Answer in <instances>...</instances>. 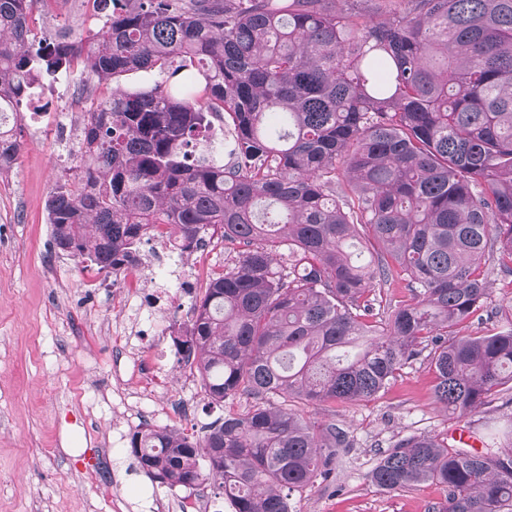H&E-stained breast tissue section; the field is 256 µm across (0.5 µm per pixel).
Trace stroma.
<instances>
[{"label": "stroma", "instance_id": "1", "mask_svg": "<svg viewBox=\"0 0 512 512\" xmlns=\"http://www.w3.org/2000/svg\"><path fill=\"white\" fill-rule=\"evenodd\" d=\"M37 25L52 40L93 22L85 0H54ZM62 89L82 100V111L69 115L76 126L105 91L78 70L45 79L37 121L46 134L34 137L32 121L21 115L24 148L0 175V512H182L190 501L201 512H230L213 482L194 490L157 486L130 439L147 426L200 438L218 417L248 411L244 397L209 403L195 367L176 356L173 343L208 278L232 266L240 246L216 236L205 254L172 252L168 276L154 284L132 272L104 276L54 250L46 201L80 160L78 142H63L57 130ZM129 285L145 299L158 294L159 304L129 310ZM118 358L128 366L119 374L112 369ZM432 386L420 357L372 399L297 404L304 418L342 423L353 445L336 454L335 484L293 494L292 512H428L442 496L435 485L385 493L372 484L380 455L406 436L444 437L462 424L489 445L512 428V391L458 419L434 403Z\"/></svg>", "mask_w": 512, "mask_h": 512}]
</instances>
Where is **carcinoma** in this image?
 Instances as JSON below:
<instances>
[{"mask_svg":"<svg viewBox=\"0 0 512 512\" xmlns=\"http://www.w3.org/2000/svg\"><path fill=\"white\" fill-rule=\"evenodd\" d=\"M36 2L0 0V113L80 62L101 84L165 76L86 113L80 164L46 202L54 247L99 272L154 236L245 247L206 282L177 353L210 402L252 405L200 441L133 433L148 477L177 487L209 448L233 512H291L353 439L288 402L369 400L426 348L451 415L512 384V329L457 332L489 313L485 255L512 277V0H92L100 25L55 42L33 39ZM214 118L229 165L196 153ZM22 147L0 124V172ZM394 278L409 299L378 320L370 294ZM371 480L439 486L431 512H512V436L475 451L410 435Z\"/></svg>","mask_w":512,"mask_h":512,"instance_id":"cac0c4a2","label":"carcinoma"}]
</instances>
